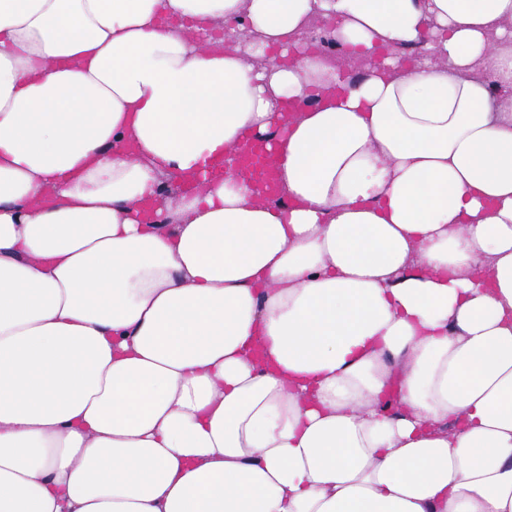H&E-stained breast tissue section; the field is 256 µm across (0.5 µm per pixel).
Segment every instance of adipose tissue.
<instances>
[{
  "mask_svg": "<svg viewBox=\"0 0 512 512\" xmlns=\"http://www.w3.org/2000/svg\"><path fill=\"white\" fill-rule=\"evenodd\" d=\"M0 512H512V0H0ZM239 167L257 175V186L261 196H279L277 183V162L262 142L249 139L239 155Z\"/></svg>",
  "mask_w": 512,
  "mask_h": 512,
  "instance_id": "adipose-tissue-1",
  "label": "adipose tissue"
}]
</instances>
